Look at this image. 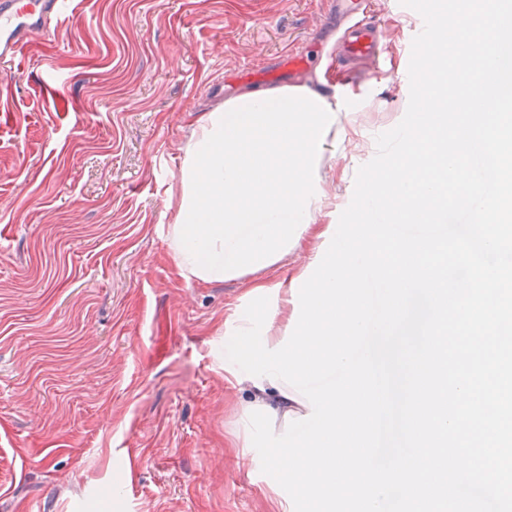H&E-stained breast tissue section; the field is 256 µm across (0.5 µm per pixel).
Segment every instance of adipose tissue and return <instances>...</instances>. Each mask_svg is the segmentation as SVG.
<instances>
[{"label": "adipose tissue", "instance_id": "adipose-tissue-1", "mask_svg": "<svg viewBox=\"0 0 512 512\" xmlns=\"http://www.w3.org/2000/svg\"><path fill=\"white\" fill-rule=\"evenodd\" d=\"M346 109L304 82L252 88L198 116L177 184L167 191L168 246L182 280L218 283L276 268L301 253L314 226L330 223L336 187L327 171L336 164V125ZM246 387L248 404L277 412L276 433L284 431L283 416L310 412L283 381Z\"/></svg>", "mask_w": 512, "mask_h": 512}]
</instances>
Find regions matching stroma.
<instances>
[{"label":"stroma","instance_id":"obj_1","mask_svg":"<svg viewBox=\"0 0 512 512\" xmlns=\"http://www.w3.org/2000/svg\"><path fill=\"white\" fill-rule=\"evenodd\" d=\"M317 0H81L0 62V512H276L237 447L224 320L247 283H188L166 189L244 73H325ZM336 147L394 128L399 81L349 72Z\"/></svg>","mask_w":512,"mask_h":512}]
</instances>
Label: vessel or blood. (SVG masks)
I'll use <instances>...</instances> for the list:
<instances>
[{
  "label": "vessel or blood",
  "mask_w": 512,
  "mask_h": 512,
  "mask_svg": "<svg viewBox=\"0 0 512 512\" xmlns=\"http://www.w3.org/2000/svg\"><path fill=\"white\" fill-rule=\"evenodd\" d=\"M76 3L77 0H0V61H12L33 34L48 31ZM323 5L347 23L339 39L341 59L370 64V78L392 69L400 81H407V62L395 63L383 54L384 29L379 12L368 9L364 0H323Z\"/></svg>",
  "instance_id": "obj_1"
}]
</instances>
